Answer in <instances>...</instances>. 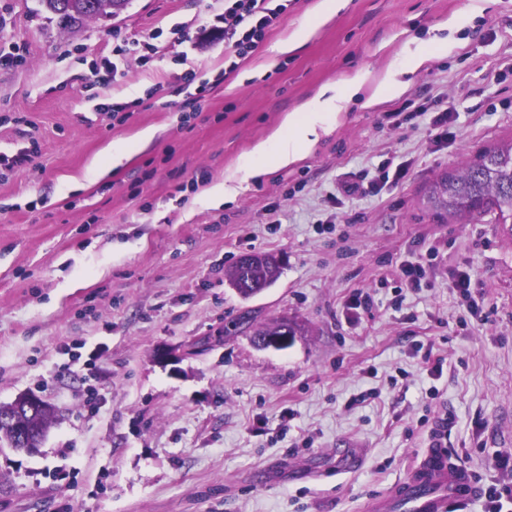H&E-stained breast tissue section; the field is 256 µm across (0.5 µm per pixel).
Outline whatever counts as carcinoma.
<instances>
[{"mask_svg": "<svg viewBox=\"0 0 512 512\" xmlns=\"http://www.w3.org/2000/svg\"><path fill=\"white\" fill-rule=\"evenodd\" d=\"M57 16L59 23L71 28L88 19L89 0H41ZM426 200L439 220H472L491 216L496 224H512V140L498 142L479 152L461 169L437 176L426 192ZM281 267L273 256L252 254L244 266L236 261L225 272L229 281L240 280L270 286L277 281Z\"/></svg>", "mask_w": 512, "mask_h": 512, "instance_id": "cac0c4a2", "label": "carcinoma"}]
</instances>
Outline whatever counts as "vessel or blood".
<instances>
[{
  "instance_id": "1",
  "label": "vessel or blood",
  "mask_w": 512,
  "mask_h": 512,
  "mask_svg": "<svg viewBox=\"0 0 512 512\" xmlns=\"http://www.w3.org/2000/svg\"><path fill=\"white\" fill-rule=\"evenodd\" d=\"M480 487L435 427L418 465L390 490L368 500L364 512H462Z\"/></svg>"
}]
</instances>
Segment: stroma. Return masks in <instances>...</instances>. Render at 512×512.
Here are the masks:
<instances>
[{"label": "stroma", "instance_id": "35a3bbf8", "mask_svg": "<svg viewBox=\"0 0 512 512\" xmlns=\"http://www.w3.org/2000/svg\"><path fill=\"white\" fill-rule=\"evenodd\" d=\"M317 3L290 0L233 70L223 40L199 38L224 0H128L73 30L40 0H0V51L14 58L0 66V151L38 143L25 168L0 170V403L32 391L55 408L37 452L0 447V512H362L446 415L472 473L512 478L494 469L512 455V232L442 223L425 199L438 174L512 138V0H349L273 56ZM454 14L468 18L454 51L408 75L403 94L350 104L294 164L198 205L302 100L362 67L370 97L408 40ZM133 39L156 53L108 73ZM115 103L123 112H104ZM401 107L417 119L390 130ZM449 108L456 137L439 147L429 117ZM148 128L113 164V147ZM390 157L407 177L371 192ZM250 252L283 269L245 300L224 272ZM417 261L425 278L401 288L400 267ZM357 289L374 307L355 319ZM246 309L258 325L297 323L293 344L225 334ZM428 350L446 359L440 378ZM360 392L368 400L346 409ZM341 441L363 449L361 469L346 471Z\"/></svg>", "mask_w": 512, "mask_h": 512}]
</instances>
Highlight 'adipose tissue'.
Returning <instances> with one entry per match:
<instances>
[{
    "label": "adipose tissue",
    "mask_w": 512,
    "mask_h": 512,
    "mask_svg": "<svg viewBox=\"0 0 512 512\" xmlns=\"http://www.w3.org/2000/svg\"><path fill=\"white\" fill-rule=\"evenodd\" d=\"M453 45L448 40L430 39L416 48H409L400 69L388 70L379 82L377 93L382 97L402 94L407 84L399 80V72H416L430 57L431 50L448 53ZM367 70H358L341 86H326L290 112L283 131L269 140L257 144L251 156L243 163L245 177H258L270 169L289 166L304 153L310 151L321 132L327 131L332 119L358 95L367 80Z\"/></svg>",
    "instance_id": "ef3b65f1"
}]
</instances>
